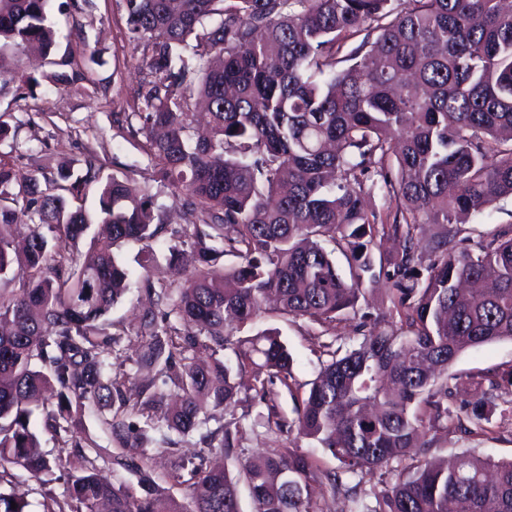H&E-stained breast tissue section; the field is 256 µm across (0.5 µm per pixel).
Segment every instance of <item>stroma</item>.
I'll list each match as a JSON object with an SVG mask.
<instances>
[{"label": "stroma", "mask_w": 512, "mask_h": 512, "mask_svg": "<svg viewBox=\"0 0 512 512\" xmlns=\"http://www.w3.org/2000/svg\"><path fill=\"white\" fill-rule=\"evenodd\" d=\"M50 20L56 30V45L49 59L36 57L31 50L18 51L20 70L6 77L0 89V113H7L11 130L0 143V160L23 175L52 177L60 162L80 163L87 154L97 156L102 177L126 181L137 192L154 197L155 213L166 227L155 250L156 261L148 270L154 284L176 281L177 274L165 254L172 231L191 220L181 194L161 185L145 152L146 137L139 133L134 113L143 97L157 81L150 67L152 50L144 41L133 40L120 0H52ZM61 71L74 76L71 84L56 85L49 74ZM512 225V197L498 200L484 216L455 225L457 238L478 240L494 234L503 225ZM153 300L142 288L131 287L108 315L113 333L119 334L121 356L133 382L149 383L150 369H139L132 362L146 343L141 334L144 315ZM358 323L346 316L333 325H319L304 318L272 317L268 326L278 328L293 358L288 386H276L272 398L263 400L256 393L257 369L248 364L239 372V405L234 414L239 421L232 433L238 448L223 457L229 472H238L248 456L272 448H286L308 456L314 468H334L335 460L296 430L279 432L278 424L292 422L297 399L303 398L309 383L322 365L325 344H345ZM512 369V341L500 340L471 348L448 369V400L451 408L467 405L473 383L490 372ZM84 427L101 447L115 451L119 446L94 416H87ZM432 457L446 459L471 451L496 460L512 459V428L500 416H493L487 433L465 436L440 426L430 428ZM127 453L147 454L155 476L168 479L172 466L169 450L157 432L148 440H130Z\"/></svg>", "instance_id": "35a3bbf8"}]
</instances>
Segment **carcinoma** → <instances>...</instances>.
<instances>
[{"label":"carcinoma","mask_w":512,"mask_h":512,"mask_svg":"<svg viewBox=\"0 0 512 512\" xmlns=\"http://www.w3.org/2000/svg\"><path fill=\"white\" fill-rule=\"evenodd\" d=\"M50 0H0V75L18 69L9 51L48 57L56 31ZM130 33L152 48L158 83L135 113L160 179L180 191L198 221L184 225L167 260L184 282L155 289L148 268L152 200L109 177L97 217L105 235L74 255L91 219L73 205L99 180L93 157L62 163L41 188L0 161V512H29V490L53 470L38 427L69 449L62 497L39 488L43 512H241L244 483L255 512H312L314 495L340 493L353 512H512V461L468 452L451 463L428 457V425L451 416L448 368L466 350L512 340V226L453 246L452 225L512 197V7L503 0H122ZM365 34L347 54L348 41ZM346 62L348 66L337 68ZM205 105L210 134L192 133V99ZM382 192L386 213L367 208ZM441 231L422 243L421 228ZM230 227L233 236L224 235ZM395 250L375 256L381 239ZM144 244L141 287L163 308L146 315L149 338L137 365L148 386L112 373L120 337L106 316L129 287L113 247ZM348 264L343 275L325 244ZM232 255L237 265L224 266ZM388 283L399 328L361 313L359 342L326 350L297 407V434L336 459L322 475L287 449L248 458L238 475L205 455L230 453L224 412L237 403L236 369L218 358L239 330L265 315L336 322L368 286ZM183 332L177 331V326ZM211 351L201 365L186 356ZM239 365L260 381L290 387L293 359L274 329L236 341ZM478 382L457 429L485 431L497 408L496 377ZM177 390L163 404L164 388ZM95 415L122 442L165 430L171 453L198 434L204 452L176 498L147 457L112 453L84 435ZM217 427H208L209 421ZM107 463L112 479L100 475ZM398 467H392V463ZM384 475L369 491L368 476ZM16 508H11V503Z\"/></svg>","instance_id":"carcinoma-1"}]
</instances>
